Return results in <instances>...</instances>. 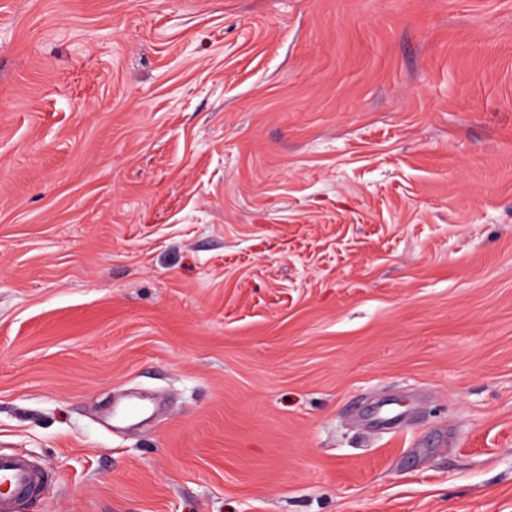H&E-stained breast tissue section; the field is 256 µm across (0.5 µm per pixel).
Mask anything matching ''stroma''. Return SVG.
Returning <instances> with one entry per match:
<instances>
[{
    "label": "stroma",
    "instance_id": "obj_1",
    "mask_svg": "<svg viewBox=\"0 0 512 512\" xmlns=\"http://www.w3.org/2000/svg\"><path fill=\"white\" fill-rule=\"evenodd\" d=\"M0 452L19 512H512V0H0ZM42 473L28 460L16 454L0 453V512H16L18 502L32 494L42 481Z\"/></svg>",
    "mask_w": 512,
    "mask_h": 512
}]
</instances>
